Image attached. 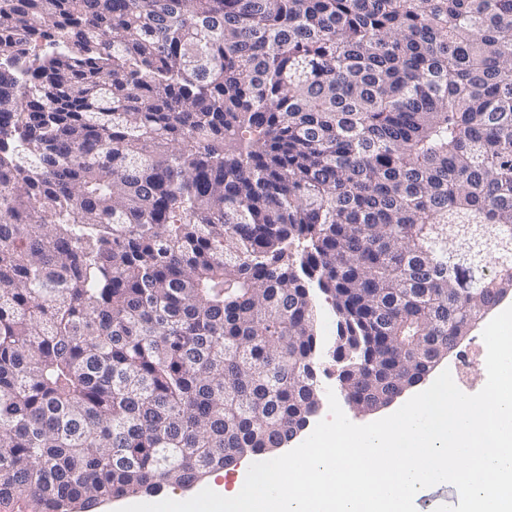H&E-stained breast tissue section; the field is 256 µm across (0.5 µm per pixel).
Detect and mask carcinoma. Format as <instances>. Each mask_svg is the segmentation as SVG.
Returning <instances> with one entry per match:
<instances>
[{
    "instance_id": "obj_1",
    "label": "carcinoma",
    "mask_w": 512,
    "mask_h": 512,
    "mask_svg": "<svg viewBox=\"0 0 512 512\" xmlns=\"http://www.w3.org/2000/svg\"><path fill=\"white\" fill-rule=\"evenodd\" d=\"M313 284L357 403L512 289V0H0L1 502L285 447Z\"/></svg>"
}]
</instances>
